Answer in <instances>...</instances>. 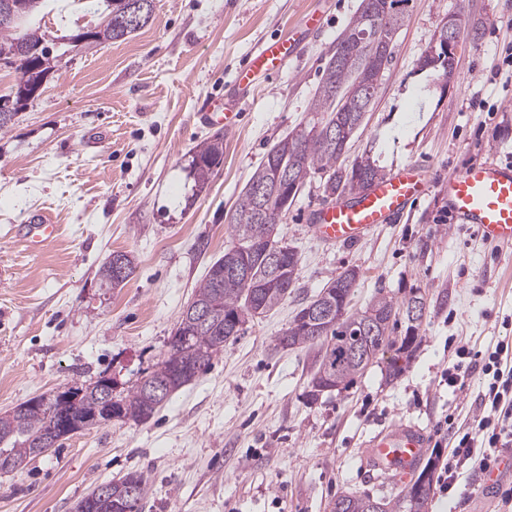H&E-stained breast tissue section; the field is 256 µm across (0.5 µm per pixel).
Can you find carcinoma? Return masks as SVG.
Masks as SVG:
<instances>
[{
  "label": "carcinoma",
  "instance_id": "obj_1",
  "mask_svg": "<svg viewBox=\"0 0 512 512\" xmlns=\"http://www.w3.org/2000/svg\"><path fill=\"white\" fill-rule=\"evenodd\" d=\"M27 2L30 9L20 22L13 25L0 23V56L14 66L18 93L34 87L45 73L36 53L11 54L14 48L21 50L25 45L35 48L44 41L38 30L26 27L29 18L41 7L42 0ZM106 2L112 26L94 32L85 42L89 48L102 41H123L139 30L126 21L123 0ZM388 2L399 4L403 0H361L355 15L336 41L310 103L309 111L313 112L314 118L269 149L227 214L231 245L224 249V256L211 264L192 297V302L206 307L212 318L198 330L176 327L167 354L148 374L151 379L170 378L167 396L195 380L193 376L177 377L180 366L194 363L207 368L212 358L224 350V345L239 335L248 320L262 317L278 307L295 287L300 257L292 247L284 255V265L288 267L282 273L284 286H269V271L262 259L260 243L269 234L271 224L263 215V204L256 196L255 186H274L280 169L290 175L299 192L311 175L320 173L324 175V197L340 199L368 189L385 176L379 160L371 153L350 165L346 164L345 153L369 111L377 92L376 85L393 59L395 39L404 22L405 10L402 8L396 10L391 21L381 17L383 5ZM371 43L384 48V54L377 59L365 52V45ZM452 67L450 61L434 64L426 51L418 59L415 72L428 74L432 84ZM193 155L203 162V167L193 175L194 183L208 181L224 161L223 136L204 141ZM358 277L359 270L352 267L326 283L329 308L325 322L309 325L302 321L306 309L313 303L310 299L302 303L288 328L276 339V346L282 349L304 348L319 341L326 344L310 381L309 396L313 399L322 380L330 381L333 387H346L369 367L367 362L353 360L350 351L353 344L362 340L360 333L371 310L377 313L376 320L380 323L374 350L379 354L394 352L387 362L389 376L400 375L417 348L419 324H410L405 335L395 336L397 321L387 323L389 316L400 315L405 303L381 290L362 310L354 311L344 304ZM99 386L97 380L87 387L76 388L73 399L62 407L51 402L44 408L34 407L4 421L0 419V452L7 453L11 462L9 471L19 469L26 460L38 456L35 444L39 434L52 422L49 411L71 423L95 419ZM164 403L165 400L156 399L142 382L126 395L116 396L118 418L134 422L148 420ZM130 479L136 482L135 494L131 497L125 489ZM432 482L431 478L424 483L416 479L395 500L342 493L336 496L335 503L342 505L341 512H425ZM110 485L113 503L125 506L128 512H142L147 485L140 474L130 472Z\"/></svg>",
  "mask_w": 512,
  "mask_h": 512
}]
</instances>
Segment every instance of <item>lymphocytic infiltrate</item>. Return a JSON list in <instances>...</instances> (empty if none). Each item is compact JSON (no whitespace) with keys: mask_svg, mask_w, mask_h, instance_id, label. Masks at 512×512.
Listing matches in <instances>:
<instances>
[{"mask_svg":"<svg viewBox=\"0 0 512 512\" xmlns=\"http://www.w3.org/2000/svg\"><path fill=\"white\" fill-rule=\"evenodd\" d=\"M456 362L446 366L441 378L448 387L468 390L473 373L482 376L479 412L464 428L456 427L452 416L436 421L435 440L452 436L454 445L438 480L437 493L451 501L471 497L474 485L463 480L462 471L487 473L496 468L506 449L512 448V338L497 342L486 352L455 349Z\"/></svg>","mask_w":512,"mask_h":512,"instance_id":"f902f5d3","label":"lymphocytic infiltrate"}]
</instances>
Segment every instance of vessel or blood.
Masks as SVG:
<instances>
[{
    "instance_id": "obj_1",
    "label": "vessel or blood",
    "mask_w": 512,
    "mask_h": 512,
    "mask_svg": "<svg viewBox=\"0 0 512 512\" xmlns=\"http://www.w3.org/2000/svg\"><path fill=\"white\" fill-rule=\"evenodd\" d=\"M288 39L263 43L249 64L238 73V85L246 89L283 71L298 54L305 30L323 26L321 14L302 15ZM201 121L223 124L232 130L238 118L233 106L221 102L200 113ZM439 188L455 223L476 227L487 240L512 244V167L490 161L467 166L449 174L447 182L435 183L432 174L408 163L378 181L370 190L312 210L310 231L333 246L356 245L379 224L392 223L431 188ZM427 446L425 431L418 425H395L377 433L367 443L364 459L373 471L394 481L409 476Z\"/></svg>"
}]
</instances>
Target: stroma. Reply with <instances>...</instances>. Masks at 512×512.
<instances>
[{"mask_svg":"<svg viewBox=\"0 0 512 512\" xmlns=\"http://www.w3.org/2000/svg\"><path fill=\"white\" fill-rule=\"evenodd\" d=\"M359 4L155 0L147 26L89 50L70 37L104 25V0H45L30 23L46 35L53 70L0 134V413L102 375L119 393L161 361L180 313L230 243L226 214L272 145L308 119L336 38ZM313 8L324 32L242 100L237 128L223 133V165L194 194L188 157L220 131L198 112L232 96L252 52L287 36ZM458 11L478 36L460 39L450 87L426 89L416 63ZM511 43L512 0H410L347 161L369 148L386 172L411 162L443 179L476 162L511 160L512 88L493 91L496 111L471 106ZM321 183L312 175L277 226L300 256L292 293L248 321L210 369L147 421L76 433L0 473V512H73L131 471L147 484L142 512H332L342 493L401 495L365 470L364 446L397 422L429 430L445 415L461 424L475 412L479 378L463 394L439 383L455 359L446 340L478 351L512 336V246L452 224L436 190L364 243L325 245L307 228L324 203ZM41 217L58 232L35 250L18 233ZM115 252L128 253L135 269L114 288L99 270ZM350 267L360 270L351 309L381 290L424 299L421 343L397 380L386 381L379 362L314 400L308 383L319 346L281 349L276 339L302 302Z\"/></svg>","mask_w":512,"mask_h":512,"instance_id":"obj_1","label":"stroma"}]
</instances>
